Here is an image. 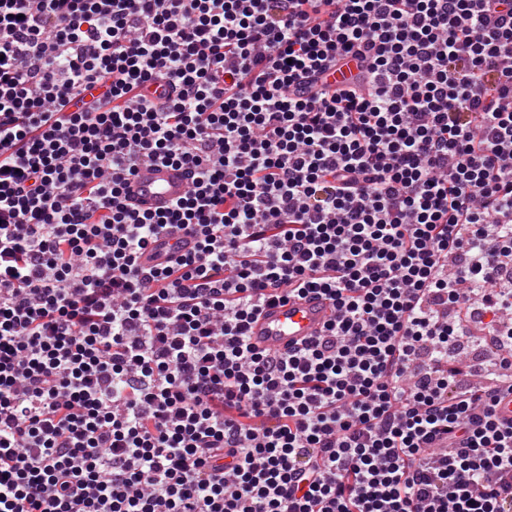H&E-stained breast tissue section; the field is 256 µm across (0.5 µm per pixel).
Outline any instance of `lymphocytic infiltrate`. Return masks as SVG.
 Wrapping results in <instances>:
<instances>
[{
  "mask_svg": "<svg viewBox=\"0 0 512 512\" xmlns=\"http://www.w3.org/2000/svg\"><path fill=\"white\" fill-rule=\"evenodd\" d=\"M511 262L512 0H0V512H512ZM190 186L188 172L160 162L140 165L129 178L125 195L136 210L161 211L182 198ZM194 244L195 241L192 236L181 231H171L148 245L141 257V263L146 267L154 266L163 262L169 256L191 251ZM176 248L178 250L175 251ZM332 303L317 294L288 297L266 305L250 325V342L259 350L283 353L323 334L334 318Z\"/></svg>",
  "mask_w": 512,
  "mask_h": 512,
  "instance_id": "lymphocytic-infiltrate-1",
  "label": "lymphocytic infiltrate"
}]
</instances>
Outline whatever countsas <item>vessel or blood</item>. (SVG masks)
<instances>
[{
    "mask_svg": "<svg viewBox=\"0 0 512 512\" xmlns=\"http://www.w3.org/2000/svg\"><path fill=\"white\" fill-rule=\"evenodd\" d=\"M189 186L185 169L151 162L135 170L126 184L125 195L133 209L161 211L182 198ZM194 244L193 237L184 232L167 233L148 245L141 262L154 266L174 253L191 251ZM334 316L332 303L322 296L291 297L262 309L250 325V341L257 349L283 353L322 335Z\"/></svg>",
    "mask_w": 512,
    "mask_h": 512,
    "instance_id": "1",
    "label": "vessel or blood"
}]
</instances>
